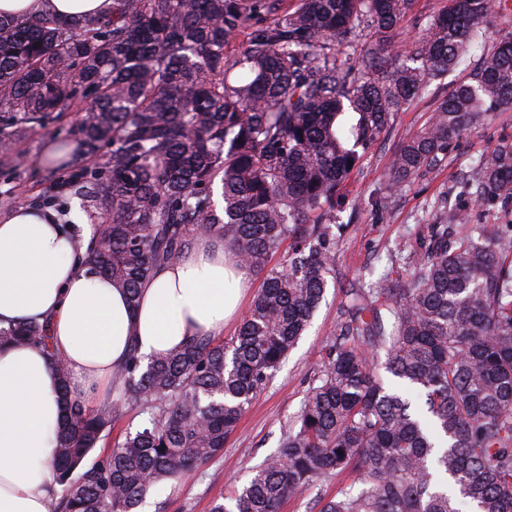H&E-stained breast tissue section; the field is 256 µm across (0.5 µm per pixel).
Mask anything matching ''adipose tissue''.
Masks as SVG:
<instances>
[{
    "mask_svg": "<svg viewBox=\"0 0 512 512\" xmlns=\"http://www.w3.org/2000/svg\"><path fill=\"white\" fill-rule=\"evenodd\" d=\"M112 0H0V16L84 19L111 13ZM250 271L222 243L199 238L145 281L137 302L95 274L75 227L47 208L0 214V327L49 325V350L0 342V512H52L53 448L62 400L49 358L68 363L70 399L106 403L131 350L151 356L196 335L220 336L237 315Z\"/></svg>",
    "mask_w": 512,
    "mask_h": 512,
    "instance_id": "obj_1",
    "label": "adipose tissue"
}]
</instances>
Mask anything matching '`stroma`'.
<instances>
[{
  "instance_id": "1",
  "label": "stroma",
  "mask_w": 512,
  "mask_h": 512,
  "mask_svg": "<svg viewBox=\"0 0 512 512\" xmlns=\"http://www.w3.org/2000/svg\"><path fill=\"white\" fill-rule=\"evenodd\" d=\"M445 0H415L401 20L392 50L409 60L427 24L443 10ZM512 32V0H497L483 39L470 45L461 64L451 68L421 96L396 113L389 131L362 152L357 167L342 188L336 205L341 230L336 239V280L326 291L307 331L290 350L275 378L258 392L224 451L182 483L158 490L140 512H210L213 499L223 492L228 479L247 481L253 468L278 447L300 411L341 322L340 291L363 278L398 279L403 271L390 261L396 245L409 242L421 247L431 224H442L459 214L468 224L483 225L488 236L503 235L512 224V202L481 203L463 192L474 176L472 164L500 141H512V109L491 112L470 131L453 139L448 156L432 172L417 176L402 192L387 189V169L393 153L405 137L426 123L438 99L459 83L469 81L481 56L495 38ZM82 114L72 108L61 119L35 129L19 128L9 152H0V212L18 206L50 205L62 222L71 219L70 176L90 166L89 158L74 157L66 166L45 164V147L72 137Z\"/></svg>"
}]
</instances>
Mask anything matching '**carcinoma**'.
Segmentation results:
<instances>
[{
    "label": "carcinoma",
    "instance_id": "obj_1",
    "mask_svg": "<svg viewBox=\"0 0 512 512\" xmlns=\"http://www.w3.org/2000/svg\"><path fill=\"white\" fill-rule=\"evenodd\" d=\"M414 0H112L89 20L0 18V147L85 105L76 145L98 158L71 181L97 212L85 247L136 302L157 268L197 238L224 243L262 275L237 334L207 335L112 377V402L65 400L56 433L54 512H137L155 490L219 456L245 406L273 379L334 279L336 195L396 112L479 41L493 8L448 0L417 42V65L384 45ZM366 30L376 46L348 70L339 48ZM512 109V35L471 81L443 97L388 167L397 192L448 156L485 109ZM356 114L345 126L340 116ZM111 151L99 156V148ZM353 165H348V161ZM469 194L512 201V142L475 162ZM423 251L398 248L407 281L343 291V322L281 447L211 512H279L343 473L320 512H512V234L465 218L428 225ZM279 266L270 261L286 241ZM40 323L0 340L47 347ZM139 418L91 458L112 423Z\"/></svg>",
    "mask_w": 512,
    "mask_h": 512
}]
</instances>
